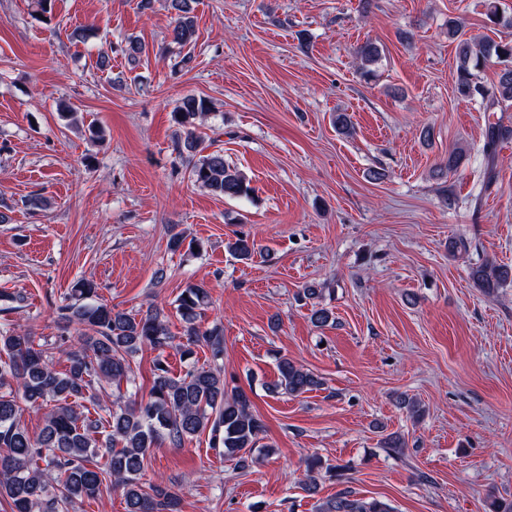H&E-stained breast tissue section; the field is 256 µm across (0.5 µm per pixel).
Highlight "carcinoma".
<instances>
[{
    "label": "carcinoma",
    "instance_id": "carcinoma-1",
    "mask_svg": "<svg viewBox=\"0 0 512 512\" xmlns=\"http://www.w3.org/2000/svg\"><path fill=\"white\" fill-rule=\"evenodd\" d=\"M193 0H169L174 11L171 31L174 43L186 46L195 36ZM448 36L457 40L458 65L455 88L468 100L481 99L488 111L512 104V42L464 38L459 25L448 21ZM362 76L373 75L371 66L381 58L372 42L357 51ZM500 64L493 88L486 89L477 71L490 59ZM211 114L210 101L187 95L172 112L181 128L173 147L176 158L188 163L189 178L211 194L228 199L246 197L251 187L245 174L224 160V153H205L198 127ZM512 138V128L489 126L484 143L487 158L494 159L499 144ZM229 253L241 262L252 259L258 247L248 236L227 243ZM475 285L491 296L512 283V268L483 262L470 269ZM323 289L303 288L302 297L313 301L311 320L318 327L334 322L329 309L318 303ZM97 285L78 280L69 302L59 307V318L84 330L77 346L65 352L67 365L58 371L53 353L22 328L0 329V497L11 512H75L85 498L103 489L121 492L125 512H180V498L173 487L141 481L153 449L166 442L180 447L210 431L213 446L224 457L246 470L255 462L254 452L265 432L264 421L251 409L248 394L229 386L224 378V331L220 325L202 327L201 318L210 303L208 288L190 283L177 298L180 336L172 334L168 317L147 308L131 314L95 300ZM174 347L185 364L181 375L165 367L163 354ZM207 348L212 362L199 364L196 349ZM145 348L158 352L154 380L145 401L123 402L118 395L105 415L92 419L78 410L87 402L100 407L102 384H133L131 360ZM275 390L298 397L316 390L321 380L314 373L282 358L278 362ZM47 408L44 426L36 437L22 425L27 408ZM321 460H305L304 484L308 492L319 489ZM318 512H392L382 501L353 498L343 492L321 503Z\"/></svg>",
    "mask_w": 512,
    "mask_h": 512
}]
</instances>
